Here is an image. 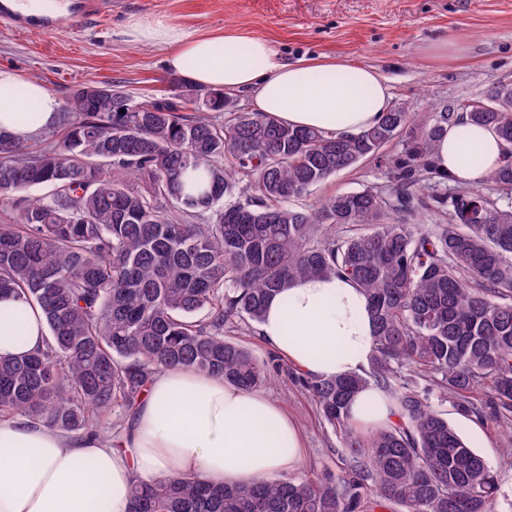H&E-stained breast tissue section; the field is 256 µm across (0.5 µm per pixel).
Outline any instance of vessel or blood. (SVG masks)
Here are the masks:
<instances>
[{
	"label": "vessel or blood",
	"instance_id": "vessel-or-blood-1",
	"mask_svg": "<svg viewBox=\"0 0 512 512\" xmlns=\"http://www.w3.org/2000/svg\"><path fill=\"white\" fill-rule=\"evenodd\" d=\"M19 0H0V22L24 31L37 28L54 33L68 31L87 20H102L112 13V0H70L66 13L49 7L38 13L18 9Z\"/></svg>",
	"mask_w": 512,
	"mask_h": 512
}]
</instances>
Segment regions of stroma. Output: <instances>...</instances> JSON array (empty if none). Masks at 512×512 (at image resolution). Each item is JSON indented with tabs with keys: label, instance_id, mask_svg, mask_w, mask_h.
I'll use <instances>...</instances> for the list:
<instances>
[{
	"label": "stroma",
	"instance_id": "1",
	"mask_svg": "<svg viewBox=\"0 0 512 512\" xmlns=\"http://www.w3.org/2000/svg\"><path fill=\"white\" fill-rule=\"evenodd\" d=\"M140 19H163L202 34L233 29L265 37L289 62L329 55L373 66L388 80L392 105L422 116L435 104L482 98L493 86L512 82V0H112L109 18L66 36L0 23V68L39 80L62 101L82 87L108 83L137 100L170 96L165 50L127 35ZM384 180L368 161L313 188L305 201ZM226 337L267 363L272 380L263 394L300 424L307 455L298 474L336 468L340 441L287 379V361L260 341L255 327L238 325ZM448 421L497 473L504 492L497 512H512V428L453 410Z\"/></svg>",
	"mask_w": 512,
	"mask_h": 512
}]
</instances>
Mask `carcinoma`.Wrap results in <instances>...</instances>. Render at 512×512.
I'll use <instances>...</instances> for the list:
<instances>
[{
	"label": "carcinoma",
	"instance_id": "obj_1",
	"mask_svg": "<svg viewBox=\"0 0 512 512\" xmlns=\"http://www.w3.org/2000/svg\"><path fill=\"white\" fill-rule=\"evenodd\" d=\"M172 84L141 101L82 87L40 150L0 133V196L51 188L0 224V294L39 306L49 332L45 348L0 358V412L82 437L120 427L164 369L256 391L270 370L225 329L259 323L292 280L345 276L375 322L370 369L293 376L341 440L339 471L136 480L131 512H495L497 476L438 403L512 426V84L424 117L392 107L358 136ZM462 120L502 143L485 178L495 198L437 171V144ZM369 160L386 184L292 205ZM235 195L245 202L224 204ZM422 210L447 222L423 230L410 222ZM367 388L393 396L402 420L354 429L349 401Z\"/></svg>",
	"mask_w": 512,
	"mask_h": 512
}]
</instances>
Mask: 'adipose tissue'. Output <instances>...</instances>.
<instances>
[{
    "instance_id": "adipose-tissue-1",
    "label": "adipose tissue",
    "mask_w": 512,
    "mask_h": 512,
    "mask_svg": "<svg viewBox=\"0 0 512 512\" xmlns=\"http://www.w3.org/2000/svg\"><path fill=\"white\" fill-rule=\"evenodd\" d=\"M131 36L165 47L168 69L194 85L249 93L256 111L293 127L356 135L391 105L376 68L327 55L288 63L260 36L197 34L164 20L137 22ZM59 107L40 81L0 68V132L37 137L55 125ZM501 153L490 130L464 123L440 141L435 161L472 185L497 168ZM374 330L364 293L341 276L290 283L257 325L265 345L313 378L363 372ZM46 339L40 308L0 295V357L35 352ZM349 413L357 426L384 428L398 405L370 388L353 396ZM303 452L295 420L263 394L207 373L165 370L114 441L0 417V512H129L133 478L250 484L294 470Z\"/></svg>"
}]
</instances>
